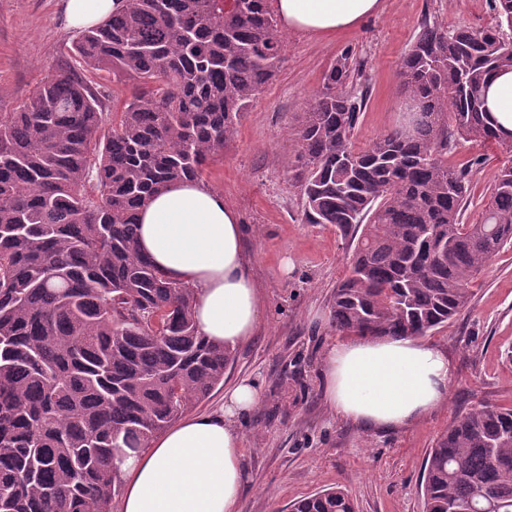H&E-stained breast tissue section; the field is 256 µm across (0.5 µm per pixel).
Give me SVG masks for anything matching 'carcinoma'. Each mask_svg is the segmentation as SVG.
Here are the masks:
<instances>
[{
    "mask_svg": "<svg viewBox=\"0 0 512 512\" xmlns=\"http://www.w3.org/2000/svg\"><path fill=\"white\" fill-rule=\"evenodd\" d=\"M494 28L424 20L400 60L402 96L422 103L356 151L368 95L346 47L295 137L292 178L307 224L356 241L331 296L353 336H425L472 296L512 245V164L475 224L469 172L448 165L457 135L512 150L481 89L512 68V0ZM272 0H128L82 35L83 71L61 68L0 112V512H111L123 463L224 385L232 351L199 336L193 289L137 241L141 207L168 183L202 180L277 74ZM128 88L104 111L84 72ZM424 512H512V407L480 402L430 449ZM291 512H355L325 489Z\"/></svg>",
    "mask_w": 512,
    "mask_h": 512,
    "instance_id": "obj_1",
    "label": "carcinoma"
}]
</instances>
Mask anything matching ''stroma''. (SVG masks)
<instances>
[{
	"mask_svg": "<svg viewBox=\"0 0 512 512\" xmlns=\"http://www.w3.org/2000/svg\"><path fill=\"white\" fill-rule=\"evenodd\" d=\"M448 27L495 21L490 0H383L380 14L326 39L283 31V61L242 119L234 141L203 179L223 193L246 228L251 270L264 296L256 334L233 350L225 387L254 380L260 404L239 423L248 482L241 512H290L316 492L341 486L357 512H422L424 459L448 426L474 404L512 406V249L473 283L469 307L431 335L446 346L453 372L448 399L412 427L372 433L328 409L319 376L326 346L338 340L330 295L350 266L351 251L330 224L302 221L290 178L293 133L336 55L353 47L365 61L366 105L355 149L367 148L399 119V62L424 18ZM79 31L67 28L61 0H0V112H10L65 64H74ZM448 161L467 166L470 202L463 221L480 220L496 174L512 153L495 142L457 140Z\"/></svg>",
	"mask_w": 512,
	"mask_h": 512,
	"instance_id": "obj_1",
	"label": "stroma"
}]
</instances>
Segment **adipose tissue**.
I'll return each instance as SVG.
<instances>
[{
  "mask_svg": "<svg viewBox=\"0 0 512 512\" xmlns=\"http://www.w3.org/2000/svg\"><path fill=\"white\" fill-rule=\"evenodd\" d=\"M127 0H64L69 28L82 30L126 8ZM382 0H274L280 24L313 37L357 27ZM484 107L512 134V69L484 85ZM139 245L169 279L195 291L201 336L229 348L247 342L262 319L263 300L244 247L245 227L219 193L196 180L167 185L142 207ZM326 402L336 419L374 432L407 429L448 396L452 363L446 347L415 336H350L322 357ZM248 378L224 393L215 413L188 417L123 464L120 512H240L246 484L238 422L260 401Z\"/></svg>",
  "mask_w": 512,
  "mask_h": 512,
  "instance_id": "ef3b65f1",
  "label": "adipose tissue"
}]
</instances>
